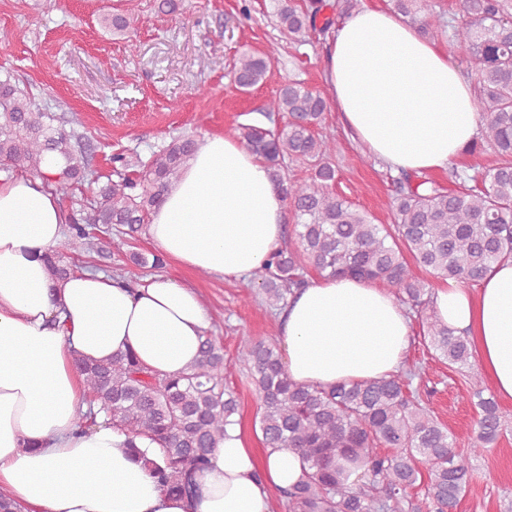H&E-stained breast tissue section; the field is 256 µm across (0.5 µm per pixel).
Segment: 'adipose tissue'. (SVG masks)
<instances>
[{
  "label": "adipose tissue",
  "mask_w": 512,
  "mask_h": 512,
  "mask_svg": "<svg viewBox=\"0 0 512 512\" xmlns=\"http://www.w3.org/2000/svg\"><path fill=\"white\" fill-rule=\"evenodd\" d=\"M323 76L346 131L393 170L446 169L478 134L471 82L400 14L347 15L328 39ZM60 170L49 155L38 177L0 173V495L24 512H274L276 492L308 466L290 448L256 454L240 425L226 426L191 499L164 490L121 430L78 428L87 406L74 356L107 362L130 352L177 375L196 364L211 316L193 288L166 275L54 280L48 257L69 222L54 189ZM286 219L267 163L235 136L206 135L147 235L183 269L246 281L280 247ZM432 301L442 323L467 334L496 395L512 401V258L471 291L440 281ZM277 335L290 378L327 388L396 373L411 320L386 288L322 278L289 300Z\"/></svg>",
  "instance_id": "1"
}]
</instances>
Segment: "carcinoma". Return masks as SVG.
<instances>
[{
    "instance_id": "obj_1",
    "label": "carcinoma",
    "mask_w": 512,
    "mask_h": 512,
    "mask_svg": "<svg viewBox=\"0 0 512 512\" xmlns=\"http://www.w3.org/2000/svg\"><path fill=\"white\" fill-rule=\"evenodd\" d=\"M390 2L423 35L445 36L467 57L482 114L480 136L469 154L490 149L496 161L470 165L473 174L455 187L401 173L394 179L393 223L376 224L369 213L332 190L333 146L319 133L325 98L290 82L260 110L271 123L286 116L283 127H237L238 139L267 161L296 219L298 248L279 247L255 279L265 304L276 310L306 286L301 274L306 266L322 277L349 275L381 283L421 318L423 335L439 358L462 368L472 357L470 342L437 319L431 288L418 271L440 280L477 283L494 264L512 257V0H460L458 20L445 18L435 0ZM318 14L319 9H305L298 0H277L278 26L290 37L316 29ZM101 25L124 36L134 28V17L122 10L108 12ZM277 54L278 47L271 45L236 59L237 88L247 91L262 83ZM193 146V138L181 135L146 162L114 156L112 175L69 222L66 252L51 255L53 275L63 278L72 272L68 252L112 250V226L130 234L148 223ZM48 154L63 161L57 192L66 193L90 176L99 182L91 170L87 134L72 119L41 107L11 78L0 80V167L37 175ZM288 162L306 164L314 175L308 181L291 179L285 173ZM132 167L141 169L135 178L128 174ZM467 180L479 187H466ZM237 361L260 400L265 444L292 448L308 464L306 479L282 491L289 512H418L420 505L408 499L407 490L422 480L424 469L422 503L428 512H448L471 481L467 458L487 451L503 433L504 412L479 388L472 391L475 435L463 451L402 375L330 389L302 386L288 377L274 345L249 336L241 338ZM74 362L89 398L80 426L96 425L102 412L131 438L129 448L136 454L140 450L134 438H150L164 449L165 465L144 460L149 474L172 494L195 496L196 472L224 438V426L239 414V400L224 385V349L205 336L199 362L176 377L154 373L127 353L105 363L80 356ZM357 469L356 479L349 480Z\"/></svg>"
}]
</instances>
